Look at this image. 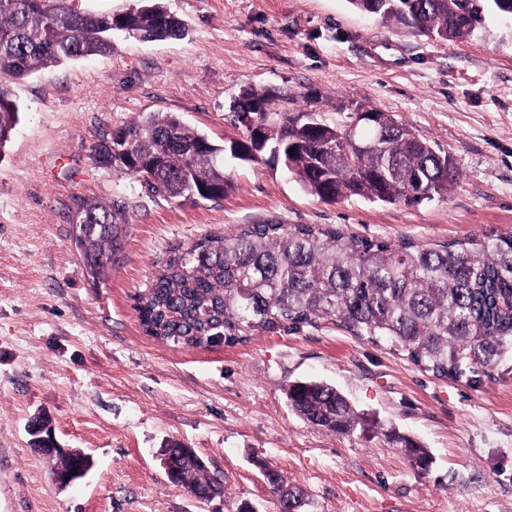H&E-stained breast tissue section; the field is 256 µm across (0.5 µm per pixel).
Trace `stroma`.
<instances>
[{
  "mask_svg": "<svg viewBox=\"0 0 512 512\" xmlns=\"http://www.w3.org/2000/svg\"><path fill=\"white\" fill-rule=\"evenodd\" d=\"M188 32L141 41L116 31L109 55L30 75L0 153V512H275L262 465L315 512H512V372L471 386L440 379L385 344L321 320L234 343L175 346L145 333L136 297L168 250L248 224H322L360 237L443 243L512 232V20L467 42L396 32L349 0H164ZM247 88L346 121L362 103L448 152L447 197L415 206L327 202L282 167L226 159L219 200H170L96 165L90 148L148 112L177 114L216 143L239 138L230 103ZM123 206L124 257L88 277L72 221L84 199ZM335 385L376 420L350 436L292 410L289 382ZM90 454L55 484L28 426ZM416 437L418 469L387 443ZM192 448L224 477L204 503L170 483L155 450ZM385 437L388 443L396 448H401L404 453L411 458V461L420 468L426 471L431 463L430 456L426 448L416 440L405 436L396 430H391Z\"/></svg>",
  "mask_w": 512,
  "mask_h": 512,
  "instance_id": "1",
  "label": "stroma"
}]
</instances>
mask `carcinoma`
<instances>
[{"mask_svg":"<svg viewBox=\"0 0 512 512\" xmlns=\"http://www.w3.org/2000/svg\"><path fill=\"white\" fill-rule=\"evenodd\" d=\"M75 2L0 0V152L20 120L9 82L67 60L103 55L112 48L114 31L142 40L185 35L162 0L107 14L82 10ZM349 2L387 27L439 41L469 40L488 12L512 15V0ZM246 93L230 110L243 135L225 147L176 114L149 112L94 144L91 156L174 200L224 198L227 156L244 162L266 156L307 192L328 201L358 195L420 204L447 195L457 176L446 151L386 112L373 109L370 120L357 126L356 139L376 148L356 153L346 150L342 126L323 119L299 122L273 107L277 95L269 90ZM251 105L254 120L244 124L238 110ZM124 231L120 209L94 200L78 205L73 241L89 277L98 280L119 263ZM137 311L149 335L197 348L334 318L436 377L478 386L512 359V233L420 244L317 224H249L171 248L138 296ZM287 398L314 427L336 434L366 430L367 418L333 385L295 381ZM34 435L35 452L56 447L45 425L37 424ZM385 437L418 468H429V453L419 442L395 430ZM157 454L172 482L205 498L224 494L220 472H210L193 449L167 442ZM63 466L74 481L93 460L71 449ZM267 476L278 512H311L306 492L288 486L275 469Z\"/></svg>","mask_w":512,"mask_h":512,"instance_id":"cac0c4a2","label":"carcinoma"}]
</instances>
